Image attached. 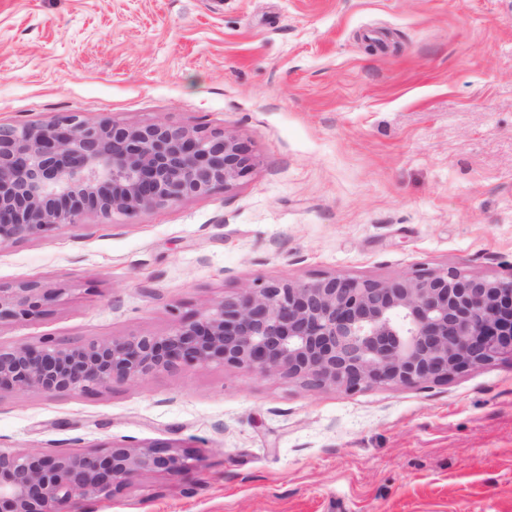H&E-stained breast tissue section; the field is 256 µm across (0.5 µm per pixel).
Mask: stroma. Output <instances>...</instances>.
Segmentation results:
<instances>
[{"mask_svg": "<svg viewBox=\"0 0 512 512\" xmlns=\"http://www.w3.org/2000/svg\"><path fill=\"white\" fill-rule=\"evenodd\" d=\"M155 119L249 145L224 192L0 247L56 289L0 346L162 336L256 278L512 276V0H0V125ZM198 458L92 512H512V357L340 392L208 364L0 397V448Z\"/></svg>", "mask_w": 512, "mask_h": 512, "instance_id": "obj_1", "label": "stroma"}]
</instances>
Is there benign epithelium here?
Returning a JSON list of instances; mask_svg holds the SVG:
<instances>
[{"label":"benign epithelium","instance_id":"obj_1","mask_svg":"<svg viewBox=\"0 0 512 512\" xmlns=\"http://www.w3.org/2000/svg\"><path fill=\"white\" fill-rule=\"evenodd\" d=\"M252 154L224 132L90 123L63 113L46 124L0 126V245L225 191ZM55 291L0 287V323L38 313ZM512 354V277L417 269L378 281L258 278L165 336L131 335L67 347L0 348V396L84 394L177 368L220 363L352 392L442 382ZM197 458L166 442L66 450L0 448V512H85L139 473L176 475Z\"/></svg>","mask_w":512,"mask_h":512}]
</instances>
